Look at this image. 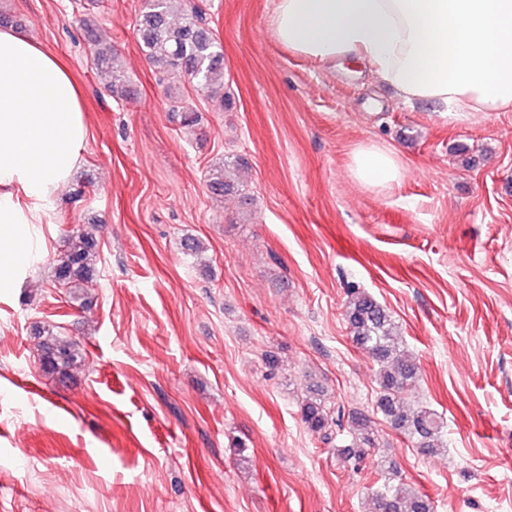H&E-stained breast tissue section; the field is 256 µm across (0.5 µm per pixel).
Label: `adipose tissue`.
<instances>
[{
    "instance_id": "obj_1",
    "label": "adipose tissue",
    "mask_w": 512,
    "mask_h": 512,
    "mask_svg": "<svg viewBox=\"0 0 512 512\" xmlns=\"http://www.w3.org/2000/svg\"><path fill=\"white\" fill-rule=\"evenodd\" d=\"M275 37L328 64L353 57L410 104L443 112L512 108V0H276ZM86 125L79 91L58 57L0 28V288L39 257L31 225L81 162ZM354 178L387 186L396 152L364 146Z\"/></svg>"
}]
</instances>
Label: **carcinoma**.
Instances as JSON below:
<instances>
[{
	"label": "carcinoma",
	"instance_id": "carcinoma-1",
	"mask_svg": "<svg viewBox=\"0 0 512 512\" xmlns=\"http://www.w3.org/2000/svg\"><path fill=\"white\" fill-rule=\"evenodd\" d=\"M184 0H146L136 22V37L147 60L158 70L173 74L184 82L225 105L224 51L205 19L195 10L182 7ZM84 31L93 45L96 64L111 76L108 91L114 97L129 94L125 68L112 53V45L103 41L88 21ZM207 187L219 198L240 196L243 183L235 178L230 164L210 170ZM93 227H82L70 235L67 248L55 260L54 280L70 288L91 280L96 271ZM346 321L353 343L379 365L377 411L391 426L408 436L416 447L434 453L444 446L443 422L428 408H414L403 397L418 378V366L398 348L397 330L387 309L371 295L350 290L346 303ZM40 339V361L44 369L60 374L77 360L75 345L49 328L37 330ZM302 421L324 440L331 439L332 426H341L342 411L328 406L313 387L301 405ZM351 440L337 449V455L352 469L363 466L368 449L376 447V434L371 417L356 412L348 416ZM373 512H433L428 497L408 490L399 483L387 492L375 495Z\"/></svg>",
	"mask_w": 512,
	"mask_h": 512
}]
</instances>
